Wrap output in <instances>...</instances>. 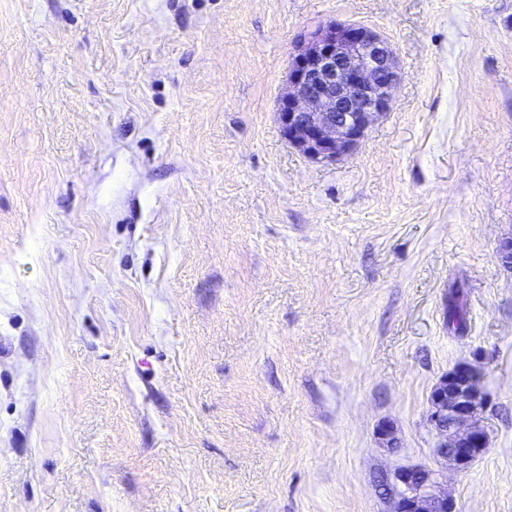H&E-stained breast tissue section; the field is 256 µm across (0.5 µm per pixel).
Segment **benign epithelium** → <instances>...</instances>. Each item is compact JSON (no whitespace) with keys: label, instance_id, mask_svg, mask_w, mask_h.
Masks as SVG:
<instances>
[{"label":"benign epithelium","instance_id":"obj_1","mask_svg":"<svg viewBox=\"0 0 512 512\" xmlns=\"http://www.w3.org/2000/svg\"><path fill=\"white\" fill-rule=\"evenodd\" d=\"M401 83L396 54L379 32L331 21L297 47L288 66V88L278 120L288 142L316 163L356 149L368 129L389 111ZM503 267L512 271V237L497 245ZM481 366L460 362L442 375L430 397L427 420L439 437V468L419 465L392 473L391 512H457L443 488L448 469L465 472L489 447L481 416L486 396Z\"/></svg>","mask_w":512,"mask_h":512}]
</instances>
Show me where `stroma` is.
Masks as SVG:
<instances>
[{"label": "stroma", "mask_w": 512, "mask_h": 512, "mask_svg": "<svg viewBox=\"0 0 512 512\" xmlns=\"http://www.w3.org/2000/svg\"><path fill=\"white\" fill-rule=\"evenodd\" d=\"M329 20L402 80L315 164L277 103ZM510 235L512 0H0V512H389L473 359L448 491L512 512ZM466 289L458 281L448 291V330L456 336H463L467 330ZM481 377L478 362H460L438 379L429 397L427 420L439 437L435 448L439 468L395 469L391 512H457L443 488L448 466L466 472L489 447V433L481 420L486 406Z\"/></svg>", "instance_id": "stroma-1"}]
</instances>
